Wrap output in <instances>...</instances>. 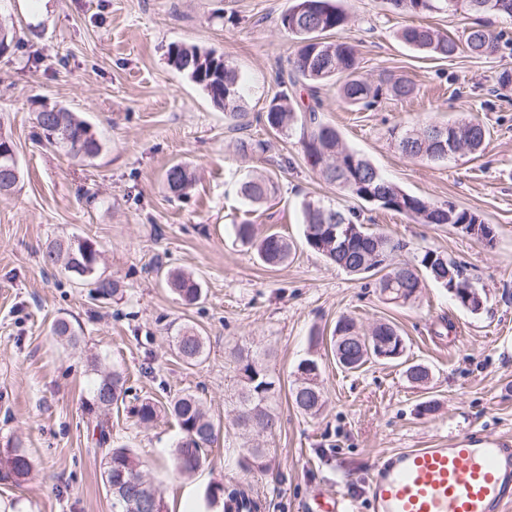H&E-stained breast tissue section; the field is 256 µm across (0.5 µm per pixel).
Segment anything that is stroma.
Returning <instances> with one entry per match:
<instances>
[{"instance_id": "35a3bbf8", "label": "stroma", "mask_w": 512, "mask_h": 512, "mask_svg": "<svg viewBox=\"0 0 512 512\" xmlns=\"http://www.w3.org/2000/svg\"><path fill=\"white\" fill-rule=\"evenodd\" d=\"M292 0H0V26L17 44L0 55V135L11 139L20 181L0 195V449L22 440L32 468L25 482L0 481V506L23 512H111L101 453L87 429L85 404L95 378L89 358L127 378L124 403L113 406V445L131 448L170 512L190 494L192 512L210 505V485L249 480L267 512H308L317 493L348 496L354 512H370L366 482L375 460L400 448L447 443L460 432L512 437V18L486 25L507 46L490 57L461 53L420 57L397 37L427 24L463 39L474 16L460 11L417 16L390 11L386 0H342L346 37L358 73L413 81V97L380 99L370 109L343 103L335 83L321 86L319 117L343 142L406 192L434 204L469 209L495 228L493 245L451 224H419L402 214L344 195L303 159L299 132L274 136L262 113L287 76L297 43L281 26ZM195 45L223 54L243 89L246 129L185 75L169 46ZM61 106L91 125L101 149L73 159L50 146L35 120ZM473 119L488 131L482 153L431 161L402 155L394 131ZM270 141L269 151L242 154L243 139ZM194 174L186 195L173 197L163 175L175 163ZM270 176L277 192L253 205L239 193L247 175ZM316 199L356 213L360 222L406 243L409 254L435 250L456 262L487 300L476 313L456 306L447 290L424 282L417 299L389 303L373 279L329 265L305 246L302 203ZM292 240L287 264L269 268L237 241L234 227ZM93 241L101 269L123 292L97 300L41 252L57 238ZM191 272L202 300L186 306L155 272ZM364 331L390 322L405 339L406 364H423L427 384L409 381L405 366L378 361L358 371L339 367L329 338L340 317ZM67 318L80 345L51 332ZM456 331L440 335L442 321ZM205 336L207 357L189 366L172 338L182 326ZM319 344H312V337ZM245 349L281 378L279 425L257 434L232 423L237 383L232 352ZM318 359L327 397L314 417L293 407L288 387L298 363ZM191 391L219 428L206 462L179 475L171 450L179 437L166 414L139 424L132 406L150 398L166 407ZM266 449L267 466L244 473L248 449Z\"/></svg>"}]
</instances>
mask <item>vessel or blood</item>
<instances>
[{
  "mask_svg": "<svg viewBox=\"0 0 512 512\" xmlns=\"http://www.w3.org/2000/svg\"><path fill=\"white\" fill-rule=\"evenodd\" d=\"M373 512H504L512 504V439L468 432L443 447L405 448L376 460Z\"/></svg>",
  "mask_w": 512,
  "mask_h": 512,
  "instance_id": "1",
  "label": "vessel or blood"
}]
</instances>
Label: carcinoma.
Masks as SVG:
<instances>
[{
  "label": "carcinoma",
  "mask_w": 512,
  "mask_h": 512,
  "mask_svg": "<svg viewBox=\"0 0 512 512\" xmlns=\"http://www.w3.org/2000/svg\"><path fill=\"white\" fill-rule=\"evenodd\" d=\"M389 3L396 10L413 15L453 7L473 15L512 18V0H389ZM349 23V15L335 0H293L281 16L282 27L299 40L289 83L293 87L299 82L305 83L314 104L306 108L308 117L298 121L285 88L267 104L263 115L265 125L277 134L287 135L295 123H301L300 143L307 163L325 182L336 185L350 197L365 202L376 197L378 206L408 216L419 224H482L488 233H494L491 225L483 224L479 216L467 209L435 206L388 181L368 159L343 143L335 127L319 120L321 102L316 89L332 79L338 83V94L344 102L365 109L376 104L384 94L406 99L415 93V86L408 80L381 79L375 83L358 74L355 46L339 36ZM399 38L436 59H448L460 50V43L455 39L429 26L405 27ZM465 48L475 57L491 55L497 51L498 36L478 23L469 29ZM168 61L200 86L215 104L224 107L226 119L240 127L245 125L239 78L223 55L194 45L174 44L169 48ZM36 121L46 141L73 158L94 156L100 151L91 127L64 108L45 106L37 112ZM442 130L444 137L437 142L418 136L414 129H406L395 136L396 146L401 149L409 140L411 156L431 160L459 148L473 154L483 150L487 130L478 122L464 121L444 126ZM165 181L170 193L180 198L186 194L192 178L186 166L174 164L165 171ZM275 190L273 180L262 174L240 185L241 195L253 204L266 202ZM302 213L304 239L311 250L352 275L378 276L375 287L382 293L394 287L396 292L390 294L393 300L400 298L404 304L414 301L426 278L444 289L473 287L460 278L458 266L441 252L426 250L416 255L412 263L395 261L404 243L358 223L351 212L347 214L319 200H306ZM234 230L236 239L254 248L265 265L276 267L288 261L292 245L279 233L270 232L259 239L252 224H236ZM99 256L98 248L88 240H57L43 252L42 262L46 266L62 265L79 284L94 288L98 297L108 299L119 294L120 284L100 272ZM165 278L185 304L193 305L201 299L202 288L193 274L169 270ZM330 343L338 363L349 370H357L367 361L378 358L375 347L379 343H391L400 348V356L406 349L404 338L394 325L378 323L364 333L348 317L336 321ZM174 347L179 358L190 366L201 362L206 355L205 338L192 327L179 330L174 337ZM234 362L238 384L234 425L249 432L275 431L278 416L272 400L281 389L280 377L242 349L234 354ZM320 374L321 367L316 359L307 358L297 365L290 398L295 408L305 415L316 416L325 406ZM125 384L126 379L119 371L98 375L92 397L87 401V428L98 435L95 444L102 453V478L112 495V512H140L131 478L143 472L142 462L127 446H112V423L108 417L112 406L124 401ZM167 409L180 430L172 452L173 464L180 473L190 476L202 466L204 450L216 440L215 423L202 399L190 391L174 397ZM131 412L141 424L150 425L157 420L160 409L145 399ZM265 457L266 449L251 448L243 457L241 467L246 472L261 469ZM31 467L28 451L21 441H12L8 448L0 451V479L23 481ZM248 485V481H241L234 488L216 484L207 488L205 497L210 504L223 502L224 512H261L263 504L249 493Z\"/></svg>",
  "instance_id": "cac0c4a2"
}]
</instances>
